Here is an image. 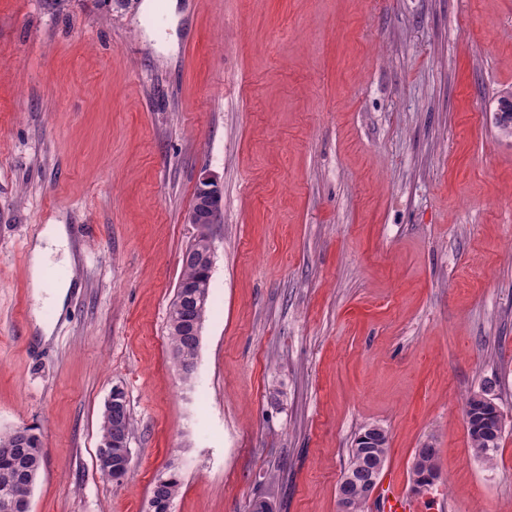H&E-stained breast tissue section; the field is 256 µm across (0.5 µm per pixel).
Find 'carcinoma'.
Wrapping results in <instances>:
<instances>
[{"mask_svg": "<svg viewBox=\"0 0 512 512\" xmlns=\"http://www.w3.org/2000/svg\"><path fill=\"white\" fill-rule=\"evenodd\" d=\"M207 312L208 301L205 300L196 309L168 316L170 356L174 363L183 365L181 378L185 382L191 381L195 375L193 366L197 362L200 348V344L195 337L189 335V331L195 321L206 319ZM24 431L26 435L23 437L18 436L15 429L0 434V512H11L5 506L3 495L21 501L30 498L33 491L34 483L24 479V472L38 469L43 457V445L34 428L26 427ZM503 431L504 428L499 426L497 419L489 418L479 429L468 432L473 456L488 467L494 465ZM361 432L366 434V439H354L352 448L349 449L348 466L343 471V481L338 486L339 491L354 500L356 510L361 508L359 494L362 487L380 458L388 457L390 450V437L385 428L371 431L366 426ZM128 443L127 439L119 441L115 438L112 418L106 413L103 414L99 447L112 449V462L116 470L124 467V448ZM415 455L421 461V468L432 473V480H437L440 476L437 449L431 444H425L416 449ZM181 487L182 477L178 471L169 470L159 474L150 490L152 512H173V504Z\"/></svg>", "mask_w": 512, "mask_h": 512, "instance_id": "1", "label": "carcinoma"}]
</instances>
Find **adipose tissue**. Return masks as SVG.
Masks as SVG:
<instances>
[{
    "label": "adipose tissue",
    "mask_w": 512,
    "mask_h": 512,
    "mask_svg": "<svg viewBox=\"0 0 512 512\" xmlns=\"http://www.w3.org/2000/svg\"><path fill=\"white\" fill-rule=\"evenodd\" d=\"M69 235L65 225L50 224L36 237L31 246V277L34 294L43 304L55 308H62L73 286L71 278H63L58 281H50L45 277L46 270L52 263L50 258L55 253H62L60 263L62 269H70L72 257L68 253Z\"/></svg>",
    "instance_id": "1"
}]
</instances>
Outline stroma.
Instances as JSON below:
<instances>
[{"mask_svg":"<svg viewBox=\"0 0 512 512\" xmlns=\"http://www.w3.org/2000/svg\"><path fill=\"white\" fill-rule=\"evenodd\" d=\"M0 0V433L35 427L32 512H336L355 435L377 496L439 450L445 512H512V0ZM223 187L191 382L166 321L203 174ZM71 229L50 336L30 246ZM129 472L106 480L113 386ZM505 417L494 468L469 396ZM111 393V403L119 404L125 409L127 438L122 441H118L115 438V435L112 432V418L117 429H121L122 418L120 416V412L118 411V409L115 407L112 408V406H110V413L112 415V418L106 413L105 410L102 415L101 438L98 446L101 449H99L97 453L99 469L102 475L108 480H112L113 467L116 470H120L124 467L126 472L129 471L130 467V451L129 454L127 455V460L124 465L125 457L123 449L127 448V445L129 443V436L131 433V417L128 408L126 393L120 387L113 388ZM107 448H112V457L110 451ZM372 427L373 426H366L362 428L355 437L352 448L349 449V463L342 473L343 475L340 479V483L343 478L344 480L341 485L339 483L340 486L338 485L339 492L341 491L343 494L354 500V509H356V512L361 508V503L363 511H365L366 506L373 498L378 480L383 470V462H380L379 464L378 462L381 457H383L386 462L390 450L389 433L383 427L379 426V430H371V432H368L365 440L359 439L360 434L365 433ZM365 442L367 444H362ZM377 464L378 467L370 479V483L361 493L360 503V491L362 490L365 482L368 481ZM347 477L352 479L347 480ZM181 487L182 477L178 471L169 470L159 474L154 479L150 490L149 500H152L153 508L148 512H173V504Z\"/></svg>","mask_w":512,"mask_h":512,"instance_id":"1","label":"stroma"}]
</instances>
